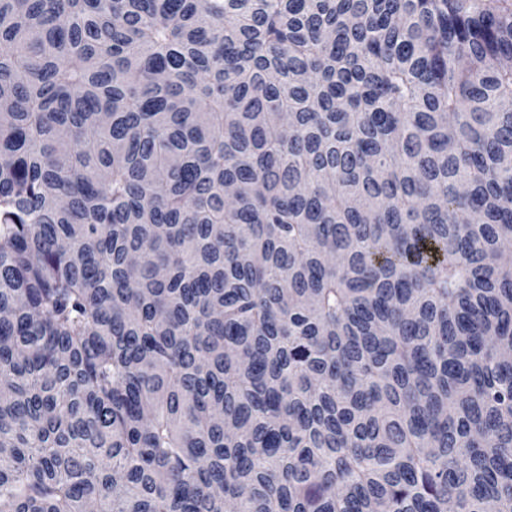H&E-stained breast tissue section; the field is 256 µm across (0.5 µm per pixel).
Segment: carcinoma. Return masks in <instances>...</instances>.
Wrapping results in <instances>:
<instances>
[{"instance_id":"1","label":"carcinoma","mask_w":512,"mask_h":512,"mask_svg":"<svg viewBox=\"0 0 512 512\" xmlns=\"http://www.w3.org/2000/svg\"><path fill=\"white\" fill-rule=\"evenodd\" d=\"M0 512H512V10L0 0Z\"/></svg>"}]
</instances>
